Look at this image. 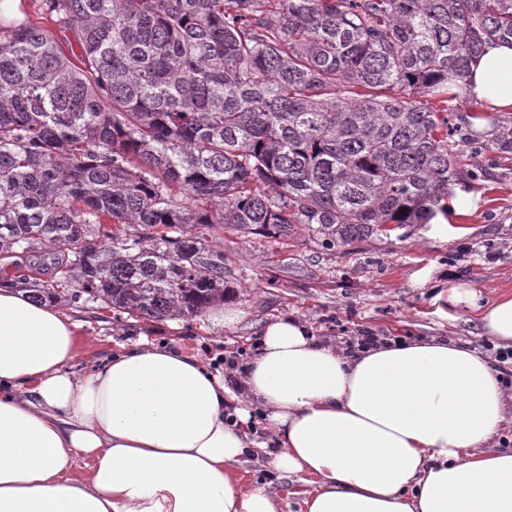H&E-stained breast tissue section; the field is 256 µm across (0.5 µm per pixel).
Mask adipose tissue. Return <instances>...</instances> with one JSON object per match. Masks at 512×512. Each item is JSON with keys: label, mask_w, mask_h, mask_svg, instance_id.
Here are the masks:
<instances>
[{"label": "adipose tissue", "mask_w": 512, "mask_h": 512, "mask_svg": "<svg viewBox=\"0 0 512 512\" xmlns=\"http://www.w3.org/2000/svg\"><path fill=\"white\" fill-rule=\"evenodd\" d=\"M467 89L512 112V45L486 43ZM447 298L479 305L484 336L512 347V292ZM83 327L0 286V512H277L272 486L241 475L256 406L279 446L270 466L301 478V512H512V450L495 447L512 393L476 350H346L290 315L231 383L143 338L80 375Z\"/></svg>", "instance_id": "ef3b65f1"}]
</instances>
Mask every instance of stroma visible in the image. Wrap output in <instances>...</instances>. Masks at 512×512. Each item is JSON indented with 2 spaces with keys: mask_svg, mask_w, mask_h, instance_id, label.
Masks as SVG:
<instances>
[{
  "mask_svg": "<svg viewBox=\"0 0 512 512\" xmlns=\"http://www.w3.org/2000/svg\"><path fill=\"white\" fill-rule=\"evenodd\" d=\"M484 166L487 177L468 184V212L449 224L437 219L334 247L302 226L286 240L206 229L211 247L224 254V304L240 312L235 328L204 334L202 312L180 319L175 331L164 320L71 302L65 311L89 324L73 369L89 370L131 345L146 326L154 344L193 351L211 368L230 352L243 366L259 347L260 326L288 314L306 318L318 339L339 347L368 330L392 339L444 336L485 351L491 341L482 334L479 311L442 296L455 285L484 300L512 290V158L489 152ZM246 468L245 481L272 484L281 512H300L297 476L274 471L262 458L249 459Z\"/></svg>",
  "mask_w": 512,
  "mask_h": 512,
  "instance_id": "35a3bbf8",
  "label": "stroma"
}]
</instances>
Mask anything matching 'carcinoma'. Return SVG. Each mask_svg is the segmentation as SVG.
Listing matches in <instances>:
<instances>
[{"instance_id": "obj_1", "label": "carcinoma", "mask_w": 512, "mask_h": 512, "mask_svg": "<svg viewBox=\"0 0 512 512\" xmlns=\"http://www.w3.org/2000/svg\"><path fill=\"white\" fill-rule=\"evenodd\" d=\"M0 21V276L163 320L224 301L199 225L327 245L448 216L512 154L458 119L512 0H41ZM49 257L62 280L23 264ZM22 2H19V0H0V14H11L17 12L18 5L19 6V14L18 17L13 18L17 20H23L27 19V17L30 18V20L37 25H41L44 27H49L56 37L60 39V34L57 32L55 26L48 22L47 20L40 19V11H38V3L34 2L35 0H21Z\"/></svg>"}]
</instances>
